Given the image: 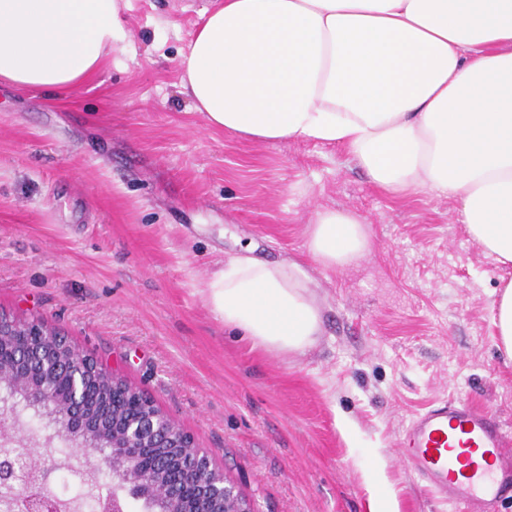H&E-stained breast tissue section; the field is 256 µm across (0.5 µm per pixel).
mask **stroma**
Returning a JSON list of instances; mask_svg holds the SVG:
<instances>
[{
	"label": "stroma",
	"mask_w": 512,
	"mask_h": 512,
	"mask_svg": "<svg viewBox=\"0 0 512 512\" xmlns=\"http://www.w3.org/2000/svg\"><path fill=\"white\" fill-rule=\"evenodd\" d=\"M210 3L127 0L124 49L64 99L0 87V312L48 322L150 396L258 512H369L381 495L452 512L397 448L451 398L512 435L504 271L454 200L379 190L335 146L205 128L175 58ZM319 209L363 220L358 264L310 258ZM238 254L304 265L323 317L310 350L254 346L214 314L203 288ZM493 324L497 347L512 361V278L505 282L494 303Z\"/></svg>",
	"instance_id": "obj_1"
}]
</instances>
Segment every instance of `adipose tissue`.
<instances>
[{"mask_svg": "<svg viewBox=\"0 0 512 512\" xmlns=\"http://www.w3.org/2000/svg\"><path fill=\"white\" fill-rule=\"evenodd\" d=\"M126 38L121 0H0V82L62 96ZM177 67L207 127L341 147L381 190L453 199L471 240L512 267V0H218ZM306 250L342 269L368 232L319 210ZM206 295L265 349L303 353L322 334L298 263L229 258Z\"/></svg>", "mask_w": 512, "mask_h": 512, "instance_id": "1", "label": "adipose tissue"}]
</instances>
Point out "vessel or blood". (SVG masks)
I'll return each mask as SVG.
<instances>
[{
    "mask_svg": "<svg viewBox=\"0 0 512 512\" xmlns=\"http://www.w3.org/2000/svg\"><path fill=\"white\" fill-rule=\"evenodd\" d=\"M399 455L426 492L459 512H497L512 494V446L496 415L470 403L452 399L414 418Z\"/></svg>",
    "mask_w": 512,
    "mask_h": 512,
    "instance_id": "vessel-or-blood-1",
    "label": "vessel or blood"
}]
</instances>
